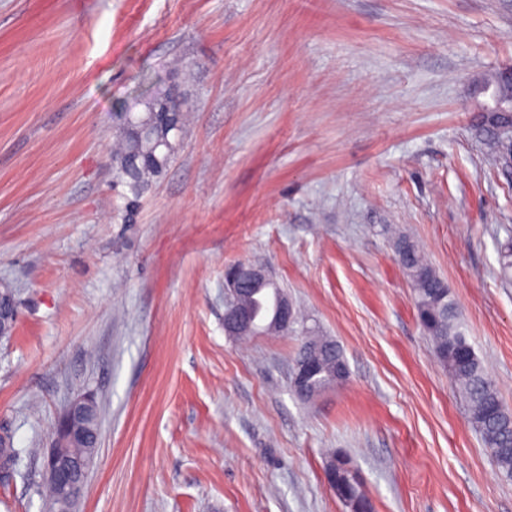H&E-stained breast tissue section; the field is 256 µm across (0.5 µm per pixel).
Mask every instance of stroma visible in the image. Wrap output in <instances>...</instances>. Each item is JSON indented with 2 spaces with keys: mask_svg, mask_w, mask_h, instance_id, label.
I'll list each match as a JSON object with an SVG mask.
<instances>
[{
  "mask_svg": "<svg viewBox=\"0 0 512 512\" xmlns=\"http://www.w3.org/2000/svg\"><path fill=\"white\" fill-rule=\"evenodd\" d=\"M512 66V0H0V512H50L43 456L99 409L77 512H512L422 331L397 237L448 284L512 408V171L479 83ZM162 80L181 144L127 218L110 145ZM267 268L350 377L289 388L302 337L224 333V272Z\"/></svg>",
  "mask_w": 512,
  "mask_h": 512,
  "instance_id": "1",
  "label": "stroma"
}]
</instances>
